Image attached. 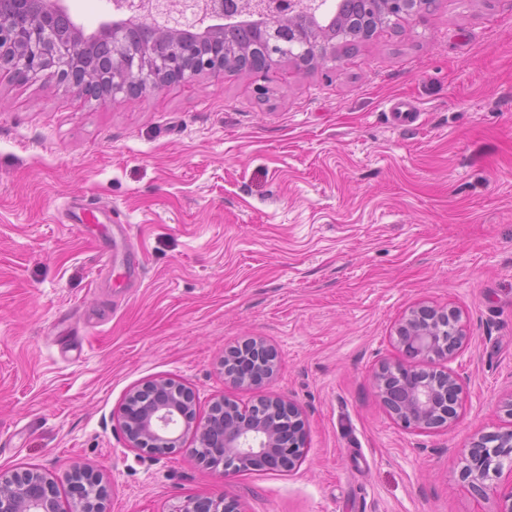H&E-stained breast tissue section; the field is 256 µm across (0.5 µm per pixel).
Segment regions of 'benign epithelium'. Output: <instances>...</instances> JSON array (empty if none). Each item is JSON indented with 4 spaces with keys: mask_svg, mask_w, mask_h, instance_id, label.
Returning <instances> with one entry per match:
<instances>
[{
    "mask_svg": "<svg viewBox=\"0 0 512 512\" xmlns=\"http://www.w3.org/2000/svg\"><path fill=\"white\" fill-rule=\"evenodd\" d=\"M420 0H390L392 11L383 22L400 21L418 13ZM123 18L103 24L100 49H113L112 84L109 98L118 94H138L129 84L133 77L143 82L145 92L161 86L165 76L181 80L202 72H216L222 64V40L214 43V54L194 62L178 48L163 53L154 47H133L128 43V27L139 18L159 22L157 38L166 40L186 19L198 17L208 22L226 16L224 0H122ZM249 13L261 22L260 35L247 52L258 59L246 68L252 75L263 72L259 61L268 47L288 40H303L291 26L294 16H306L307 25L316 27L310 0H253ZM66 16L63 0H0V66L35 78L48 71L67 84L78 96L95 97L100 91V73L84 65V52L90 41L77 26L68 34L56 35L57 19ZM312 63L336 59V44L310 37L300 47ZM395 345L403 359L383 362L373 373L377 395L387 411L403 427L415 431L446 428L455 417L450 410L459 400L458 377L447 363L462 356L468 348V330L456 310L420 304L412 308L395 330ZM224 359L238 364L237 372L224 374L227 384L249 388L270 379L276 370L278 354L261 339L250 338L224 351ZM194 397L189 389L170 378H156L127 395L122 407V425L129 447L150 454H167L181 447L184 434L192 430L195 455L211 466H222L224 476H235L255 467L291 471L306 457V434L299 408L279 395L264 393L250 406L222 397L212 405L224 418L189 428ZM512 460V428L498 435V443L488 448L483 440L470 442L462 478L477 495L484 496L489 471L501 475L499 459ZM75 490V512H106L105 489L99 476L86 468H75L66 475ZM497 512H512V469L496 489ZM0 512H59L54 483L37 470H0ZM178 512H236L234 501L225 496L187 499Z\"/></svg>",
    "mask_w": 512,
    "mask_h": 512,
    "instance_id": "1",
    "label": "benign epithelium"
}]
</instances>
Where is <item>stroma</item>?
Listing matches in <instances>:
<instances>
[{
	"instance_id": "obj_1",
	"label": "stroma",
	"mask_w": 512,
	"mask_h": 512,
	"mask_svg": "<svg viewBox=\"0 0 512 512\" xmlns=\"http://www.w3.org/2000/svg\"><path fill=\"white\" fill-rule=\"evenodd\" d=\"M91 200L128 234L66 215ZM420 303L461 310L471 336L457 416L430 432L371 382ZM250 337L279 354L260 390L224 382L225 348ZM160 376L192 389L198 424L224 396L290 399L305 461L228 478L189 438L129 448L119 411ZM511 401L512 0H439L315 69L106 103L0 71L1 471L38 469L65 510L80 465L107 512L224 494L239 512H496L461 471L471 439L512 428Z\"/></svg>"
}]
</instances>
